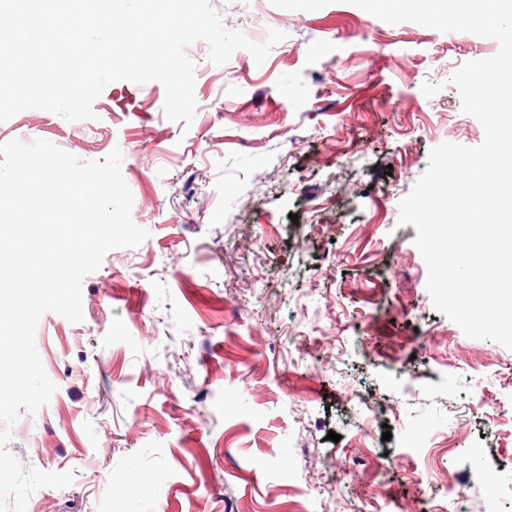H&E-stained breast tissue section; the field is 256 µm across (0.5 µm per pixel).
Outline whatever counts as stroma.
Returning <instances> with one entry per match:
<instances>
[{"label": "stroma", "instance_id": "35a3bbf8", "mask_svg": "<svg viewBox=\"0 0 512 512\" xmlns=\"http://www.w3.org/2000/svg\"><path fill=\"white\" fill-rule=\"evenodd\" d=\"M211 4L286 38L260 65L189 45L190 128L155 81L109 84L92 120L0 122V143L120 149L149 232L85 277L82 322L40 319L57 389L9 448L75 476L26 512H512V350L434 308L399 222L433 147L482 142L450 77L497 41L346 0Z\"/></svg>", "mask_w": 512, "mask_h": 512}]
</instances>
